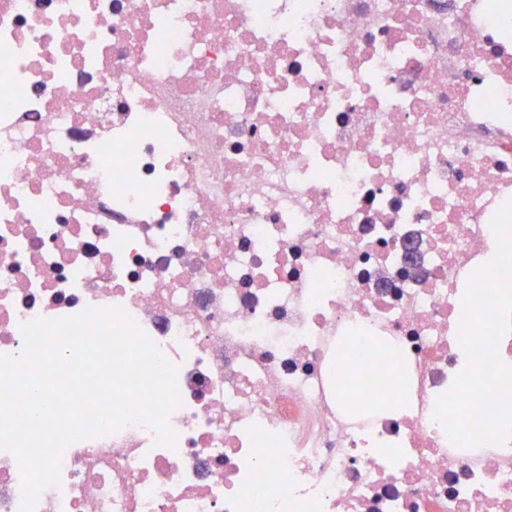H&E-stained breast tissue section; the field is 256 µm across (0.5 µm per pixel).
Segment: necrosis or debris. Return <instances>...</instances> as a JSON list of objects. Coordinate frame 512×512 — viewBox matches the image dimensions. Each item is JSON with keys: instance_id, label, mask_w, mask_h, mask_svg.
Segmentation results:
<instances>
[{"instance_id": "necrosis-or-debris-1", "label": "necrosis or debris", "mask_w": 512, "mask_h": 512, "mask_svg": "<svg viewBox=\"0 0 512 512\" xmlns=\"http://www.w3.org/2000/svg\"><path fill=\"white\" fill-rule=\"evenodd\" d=\"M510 201L512 0H0V355L121 306L181 395L32 512H512V437L434 418Z\"/></svg>"}]
</instances>
